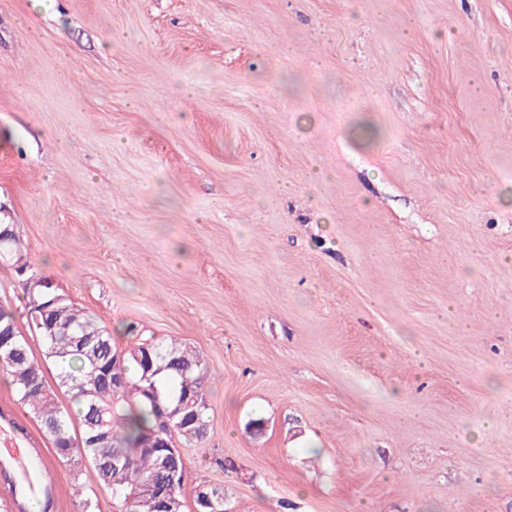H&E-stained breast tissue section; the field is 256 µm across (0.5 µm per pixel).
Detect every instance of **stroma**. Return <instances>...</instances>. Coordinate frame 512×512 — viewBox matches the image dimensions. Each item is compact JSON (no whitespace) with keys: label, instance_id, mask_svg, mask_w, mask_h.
<instances>
[{"label":"stroma","instance_id":"obj_1","mask_svg":"<svg viewBox=\"0 0 512 512\" xmlns=\"http://www.w3.org/2000/svg\"><path fill=\"white\" fill-rule=\"evenodd\" d=\"M0 224L200 351L224 512H512V0H0Z\"/></svg>","mask_w":512,"mask_h":512}]
</instances>
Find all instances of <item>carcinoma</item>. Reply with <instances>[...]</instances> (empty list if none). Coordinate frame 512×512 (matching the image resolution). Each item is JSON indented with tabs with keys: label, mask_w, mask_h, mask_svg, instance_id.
Here are the masks:
<instances>
[{
	"label": "carcinoma",
	"mask_w": 512,
	"mask_h": 512,
	"mask_svg": "<svg viewBox=\"0 0 512 512\" xmlns=\"http://www.w3.org/2000/svg\"><path fill=\"white\" fill-rule=\"evenodd\" d=\"M4 257L28 279L31 271L15 232L0 241ZM27 324L56 368L50 385L13 309L0 304V371L17 402L38 424L57 457L88 463L112 490L117 512H185V464L170 477L155 450L160 408L171 411L161 438L170 447L199 442L208 427V368L175 340L119 349L89 311L57 287L26 289ZM68 400L63 404L57 393Z\"/></svg>",
	"instance_id": "cac0c4a2"
}]
</instances>
